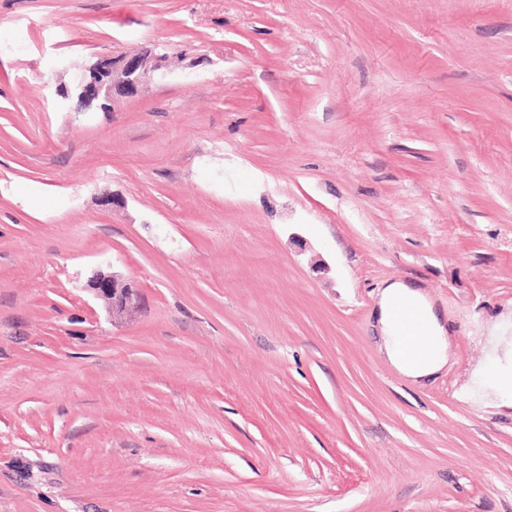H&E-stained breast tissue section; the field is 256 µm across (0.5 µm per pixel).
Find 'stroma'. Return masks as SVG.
Segmentation results:
<instances>
[{
  "mask_svg": "<svg viewBox=\"0 0 512 512\" xmlns=\"http://www.w3.org/2000/svg\"><path fill=\"white\" fill-rule=\"evenodd\" d=\"M511 378L512 0H0V512H512ZM169 53L143 55H119L98 58L88 69L74 74L70 87L57 89L62 102L73 95L92 104L100 97L133 94L138 86L148 79L164 76L172 69ZM88 286L95 296L109 302L112 314L122 313L136 307L140 301L138 289L127 283L114 271H112V275L95 271L88 281ZM403 303L416 307L421 313L422 335L425 340L419 332V314L408 306L400 305ZM377 305L385 353L396 370L407 377L418 379L443 368L447 361L445 326L439 321L431 302L420 289L400 282L390 283L379 292ZM396 306L395 323L403 346L394 323ZM425 341L426 350L419 359L407 358L403 347L407 354L414 355L421 351Z\"/></svg>",
  "mask_w": 512,
  "mask_h": 512,
  "instance_id": "stroma-1",
  "label": "stroma"
}]
</instances>
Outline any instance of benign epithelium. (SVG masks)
I'll return each mask as SVG.
<instances>
[{"label":"benign epithelium","mask_w":512,"mask_h":512,"mask_svg":"<svg viewBox=\"0 0 512 512\" xmlns=\"http://www.w3.org/2000/svg\"><path fill=\"white\" fill-rule=\"evenodd\" d=\"M168 53L143 55H119L97 59L88 69L74 74L71 86L57 89V95L65 102L72 96L87 103L103 97L126 96L134 93L143 82L156 76H164L172 69ZM89 290L97 297L106 299L114 313H122L139 304L137 288L118 274L108 275L96 271L88 281Z\"/></svg>","instance_id":"7a95c632"}]
</instances>
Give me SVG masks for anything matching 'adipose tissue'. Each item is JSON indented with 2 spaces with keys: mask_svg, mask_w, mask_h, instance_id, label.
Instances as JSON below:
<instances>
[{
  "mask_svg": "<svg viewBox=\"0 0 512 512\" xmlns=\"http://www.w3.org/2000/svg\"><path fill=\"white\" fill-rule=\"evenodd\" d=\"M403 303L416 307L423 318L422 334L426 341V350L416 360L407 358L394 323V309ZM377 305L385 353L396 370L407 377L418 379L443 368L447 361L445 327L420 289L400 282L388 284L380 291Z\"/></svg>",
  "mask_w": 512,
  "mask_h": 512,
  "instance_id": "obj_1",
  "label": "adipose tissue"
}]
</instances>
